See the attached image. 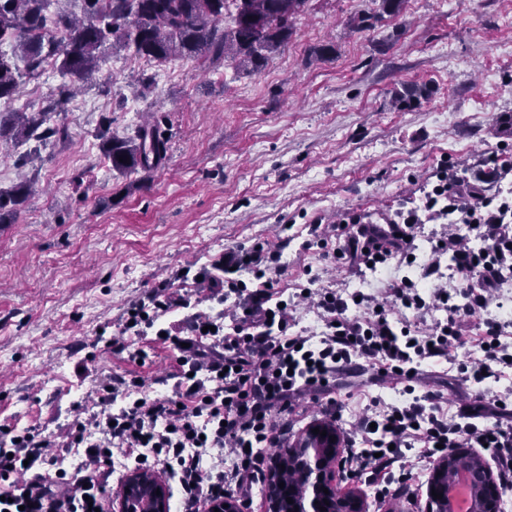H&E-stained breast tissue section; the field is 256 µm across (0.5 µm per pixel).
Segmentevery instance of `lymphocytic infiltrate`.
Instances as JSON below:
<instances>
[{"label": "lymphocytic infiltrate", "mask_w": 512, "mask_h": 512, "mask_svg": "<svg viewBox=\"0 0 512 512\" xmlns=\"http://www.w3.org/2000/svg\"><path fill=\"white\" fill-rule=\"evenodd\" d=\"M495 155L478 170L463 175L457 164L441 161L420 188L419 204L402 207L383 223L351 214L333 225V255L356 266L385 269L395 253H413L423 224L445 219L452 237L432 245V260L423 277L442 278L441 258L451 255V269L464 289H420L401 278L391 288L395 300L416 313L444 311L429 332L410 326L393 330L387 309L361 320L348 315L357 298L333 288L315 291L312 306L320 310L321 331L295 329L293 303L273 302L272 274L282 269L278 249L255 246L216 262L215 270L252 273L256 288L240 279H222L221 301L227 316L195 314L179 346L182 401L152 398L141 378L113 376L99 386L104 411L76 423L62 450L51 437L28 430L11 444L0 443V512H109L108 480L116 468L137 465L177 479L181 512H201L208 500L227 494L251 498L263 482L266 457L297 423L296 407L310 400L323 418L339 422L340 406L324 399L326 383L336 373L365 359L380 365L382 377L413 379L422 362L451 359L463 347L462 327L484 314L480 357L457 369L483 400L487 380H500L512 370V322L486 317L487 306L512 279V188ZM170 307L161 290L131 303L122 331L143 335ZM397 404L374 399L370 408L343 429L347 474L376 486V501L407 487L415 472L435 466L458 448L492 452L505 482H512V388L496 395L488 417L477 418L470 406L444 410L433 395ZM116 411H109V404ZM419 448L414 471L392 475L406 450Z\"/></svg>", "instance_id": "f902f5d3"}]
</instances>
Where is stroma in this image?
Returning a JSON list of instances; mask_svg holds the SVG:
<instances>
[{
    "mask_svg": "<svg viewBox=\"0 0 512 512\" xmlns=\"http://www.w3.org/2000/svg\"><path fill=\"white\" fill-rule=\"evenodd\" d=\"M379 0H310L292 34L257 74L223 63H164L106 53L56 116L67 142L0 145V188L12 186L19 155L37 151L38 191L0 232V428L65 436L97 409L103 378L140 377L172 396L178 371L170 343L122 337L126 307L168 282L190 297L160 321L178 329L222 306L210 283H177L185 266L208 267L237 249L282 247L274 295L302 288L360 290L382 299L400 261L383 275L355 276L324 248L306 246L305 225L348 212L391 213L441 159L472 171L498 146L512 165V0H405L400 14L359 32L351 19ZM333 46L324 59L311 49ZM420 88L400 102L397 91ZM167 136L164 163L121 176L95 134L111 120L120 136L147 119ZM123 339L125 351L109 347ZM142 350L145 363L133 354ZM420 389L442 401L469 385L442 359L420 367ZM373 368L336 376L330 395L345 417L373 397H401ZM368 512H426L427 474L411 499L376 503L372 487L337 473Z\"/></svg>",
    "mask_w": 512,
    "mask_h": 512,
    "instance_id": "35a3bbf8",
    "label": "stroma"
}]
</instances>
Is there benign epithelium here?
<instances>
[{"label":"benign epithelium","instance_id":"7a95c632","mask_svg":"<svg viewBox=\"0 0 512 512\" xmlns=\"http://www.w3.org/2000/svg\"><path fill=\"white\" fill-rule=\"evenodd\" d=\"M317 428L326 435L312 433ZM335 441H330V437ZM344 439L336 424L314 420L303 429L272 462L269 471L268 512H278L280 485L274 479L281 466L299 470L306 492L298 512H366L362 498L341 490L336 483V466L340 464ZM460 475L471 478V512H497L499 489L488 463L477 453L459 448L438 461L427 485L429 512H449L448 489ZM328 492H323V489ZM443 494L434 498L432 492ZM114 512H170L168 485L159 473L142 470L129 472L122 481L120 496L113 500ZM205 512H242L239 501L230 496L210 500Z\"/></svg>","mask_w":512,"mask_h":512}]
</instances>
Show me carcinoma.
I'll return each instance as SVG.
<instances>
[{
	"mask_svg": "<svg viewBox=\"0 0 512 512\" xmlns=\"http://www.w3.org/2000/svg\"><path fill=\"white\" fill-rule=\"evenodd\" d=\"M54 2L61 0H0V44L11 47L9 54L0 51V100L12 99L20 84L39 78L48 62L70 77L41 109L0 112V144L66 141L67 127L52 118L111 47L148 61L222 60L259 73L269 54L288 41L293 20L309 0H78L79 15L64 9L48 13ZM98 138L120 175L154 169L166 158V142L152 122L127 138L113 134L107 122ZM30 194L27 181L0 189V224L14 223Z\"/></svg>",
	"mask_w": 512,
	"mask_h": 512,
	"instance_id": "cac0c4a2",
	"label": "carcinoma"
}]
</instances>
